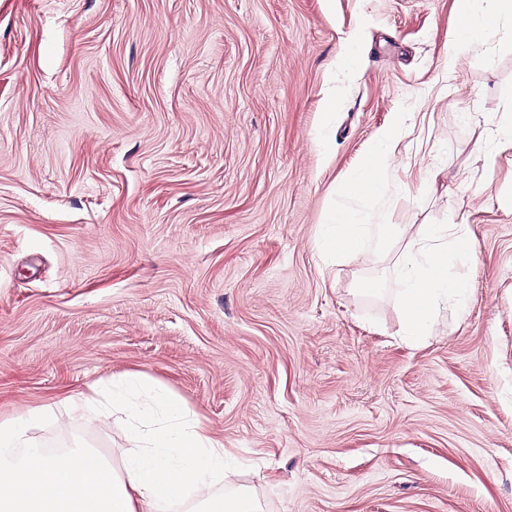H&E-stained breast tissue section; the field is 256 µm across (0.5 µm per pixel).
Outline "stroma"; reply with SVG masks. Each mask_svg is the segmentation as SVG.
Here are the masks:
<instances>
[{"label": "stroma", "mask_w": 512, "mask_h": 512, "mask_svg": "<svg viewBox=\"0 0 512 512\" xmlns=\"http://www.w3.org/2000/svg\"><path fill=\"white\" fill-rule=\"evenodd\" d=\"M456 0H0V421L137 370L262 512H512V20ZM334 111H327V104ZM403 120L394 223L465 224V313L399 336L387 254L318 227ZM496 157L486 164V154ZM458 20L445 57L453 68L464 50L484 44L500 20L512 18L511 0H457Z\"/></svg>", "instance_id": "stroma-1"}]
</instances>
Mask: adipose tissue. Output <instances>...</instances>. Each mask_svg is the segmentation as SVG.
<instances>
[{"label": "adipose tissue", "instance_id": "ef3b65f1", "mask_svg": "<svg viewBox=\"0 0 512 512\" xmlns=\"http://www.w3.org/2000/svg\"><path fill=\"white\" fill-rule=\"evenodd\" d=\"M458 20L446 58L484 44L500 20L512 18V0H457ZM396 128L380 132L373 152L349 180L350 190L323 224L318 249L359 258L387 248L398 227L380 209L361 211L357 197L382 199L391 173ZM464 224H421L409 234L392 269L400 302V333L428 335L435 311H465L472 262ZM88 421L109 426L120 418L130 447L102 454L70 448L49 456L33 446V433L51 419L49 407L0 422V512H165L192 499L193 512H260L256 499L226 496L229 479L224 442L179 397L141 372H126L91 385L75 405Z\"/></svg>", "mask_w": 512, "mask_h": 512}]
</instances>
